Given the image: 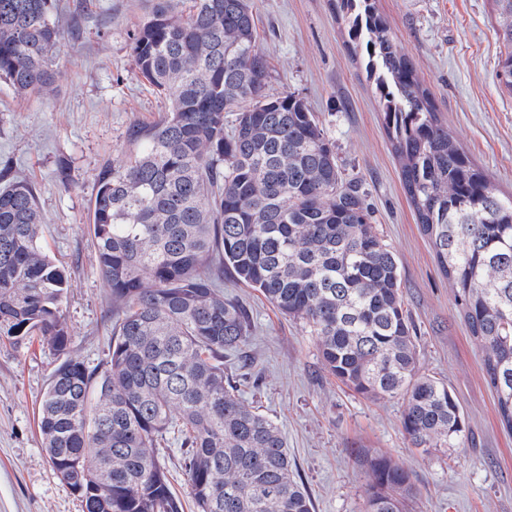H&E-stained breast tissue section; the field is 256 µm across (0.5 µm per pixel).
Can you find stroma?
Returning <instances> with one entry per match:
<instances>
[{"mask_svg":"<svg viewBox=\"0 0 512 512\" xmlns=\"http://www.w3.org/2000/svg\"><path fill=\"white\" fill-rule=\"evenodd\" d=\"M61 39L52 95L21 99L0 81V171L29 181L44 218L43 241L65 267L71 352L102 365L112 338L109 288L99 275L89 210L100 168L126 163L133 128L159 121L166 102L137 73L129 35L147 0H58ZM397 45L413 60L440 118L493 185L512 193V93L497 79L505 48L490 0H379ZM258 49L272 69L270 90L303 97L329 138L342 171L367 189L374 222L397 256L404 306L419 337L418 371L451 390L467 423L462 447L425 454L412 447L403 398L369 400L324 368L302 324L256 290L224 278L227 298L250 319L240 355L250 379L239 396L281 428L314 512H362L367 474L355 449L383 453L409 472L406 512H512V432L485 380L482 351L417 224L385 135L377 100L331 10L330 0H254ZM69 183H60V163ZM58 357L39 337L0 338V512H82L54 474L37 418ZM173 491L187 475L179 439L159 447Z\"/></svg>","mask_w":512,"mask_h":512,"instance_id":"1","label":"stroma"}]
</instances>
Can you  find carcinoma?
<instances>
[{
  "label": "carcinoma",
  "instance_id": "cac0c4a2",
  "mask_svg": "<svg viewBox=\"0 0 512 512\" xmlns=\"http://www.w3.org/2000/svg\"><path fill=\"white\" fill-rule=\"evenodd\" d=\"M130 33L138 74L168 102L101 167L89 218L116 321L103 366L69 351V276L42 244L34 187L0 190V335H32L61 361L39 430L82 512H182L159 460L180 437L198 512H313L280 427L245 405L224 355L248 341L229 273L301 322L325 369L366 399L402 396V427L428 453L458 448L466 420L417 373V336L396 255L367 193L342 177L335 144L296 94L270 92L253 0H150ZM377 0H331L372 85L415 219L473 336L502 425L512 431V194L496 190L437 116ZM512 92V0H492ZM56 0H0V81L45 96L59 78ZM234 119H228V116ZM365 512H404L410 474L369 450Z\"/></svg>",
  "mask_w": 512,
  "mask_h": 512
}]
</instances>
